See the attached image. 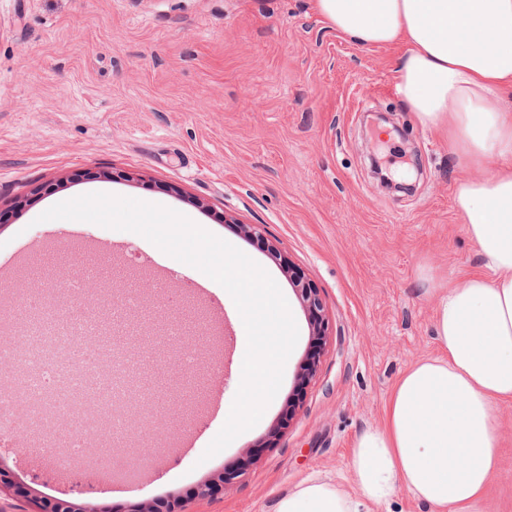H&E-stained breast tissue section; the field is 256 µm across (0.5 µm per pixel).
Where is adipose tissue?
I'll return each mask as SVG.
<instances>
[{
	"label": "adipose tissue",
	"instance_id": "obj_1",
	"mask_svg": "<svg viewBox=\"0 0 512 512\" xmlns=\"http://www.w3.org/2000/svg\"><path fill=\"white\" fill-rule=\"evenodd\" d=\"M325 25L361 47L399 46L396 90L424 129L447 134L479 179L454 192L485 272L431 287L438 356L395 385L381 426L356 440L358 492L302 483L278 512H359L399 492L434 512H472L497 469L499 404L512 402V0H314Z\"/></svg>",
	"mask_w": 512,
	"mask_h": 512
}]
</instances>
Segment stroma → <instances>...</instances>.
<instances>
[{
	"label": "stroma",
	"mask_w": 512,
	"mask_h": 512,
	"mask_svg": "<svg viewBox=\"0 0 512 512\" xmlns=\"http://www.w3.org/2000/svg\"><path fill=\"white\" fill-rule=\"evenodd\" d=\"M397 47L362 48L326 27L313 0H0V269L25 257L31 280L81 268L57 239L98 247V264L122 256L151 266L136 233L76 220L40 221L57 201L100 190L193 215L280 284L298 326L283 382L260 421L213 457L204 440L223 427L233 398L236 335L225 322L219 364L199 362L193 398L168 410L156 434L131 436L139 476L123 482L129 456L75 466L102 512H132L162 497L184 512H277L299 484L355 491L356 438L382 422L403 372L436 355L434 306L424 276L462 280L483 271L464 233L454 191L480 168L462 166L448 139L422 129L395 89ZM394 128L370 130L367 110ZM377 154L409 193L381 187ZM251 224L261 238L242 233ZM279 253L271 255L267 247ZM289 259L320 290L328 320L317 374L289 414L312 329ZM196 270L174 289L119 278L151 297L166 321L208 332L226 306L198 297ZM146 350L137 374L180 378L179 341L161 325L126 320ZM499 467L473 512H512V403L499 405ZM0 512H36L63 497L73 474L52 470L40 448L0 438ZM225 477L224 489L205 486Z\"/></svg>",
	"instance_id": "35a3bbf8"
}]
</instances>
